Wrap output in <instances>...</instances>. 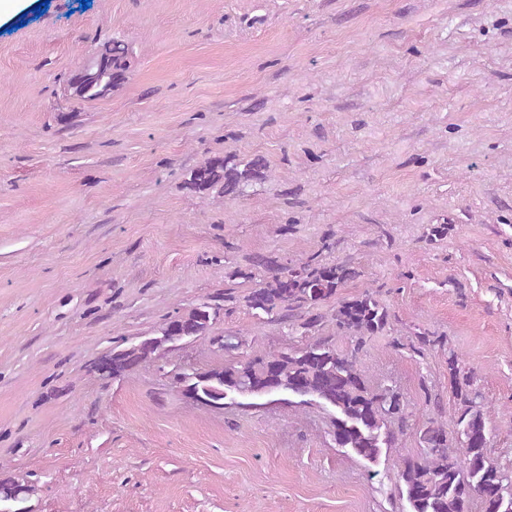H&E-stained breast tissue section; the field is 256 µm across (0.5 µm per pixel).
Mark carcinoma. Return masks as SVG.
Here are the masks:
<instances>
[{
  "instance_id": "cac0c4a2",
  "label": "carcinoma",
  "mask_w": 512,
  "mask_h": 512,
  "mask_svg": "<svg viewBox=\"0 0 512 512\" xmlns=\"http://www.w3.org/2000/svg\"><path fill=\"white\" fill-rule=\"evenodd\" d=\"M131 48L114 38L91 54L83 68L68 81L78 101L103 99L118 85L110 84V72L126 73ZM269 171L266 158L237 154L216 155L188 171L184 189L199 197L215 192L229 201L250 195ZM348 259L325 262L315 253L305 260L283 261L273 254H255L228 268L226 278L255 283L242 297L224 295L239 302L267 323L313 336L302 348H285L244 361L192 374L181 373L175 383L185 387L199 403L224 407L226 398L238 397L268 403L307 405L314 401L334 411L336 446L357 457L377 462L383 450L398 447L407 434L409 417L398 389L389 384H369L360 366L367 341L391 329L395 318L389 308L366 290L349 299L339 290L360 277ZM222 307L212 301L165 318L158 333L130 342L113 340L112 378L127 376L140 366L161 358V353L211 334ZM349 337L345 349L333 336ZM422 354L443 349L446 339L427 329L414 332ZM448 375L459 405L457 441L445 429L429 422L417 432L421 448L401 456L397 471L400 493L409 512H471L478 500L483 512H512V467L502 466L487 454L486 413L473 391L472 371L453 351H448ZM29 485L12 479L0 481V512H23Z\"/></svg>"
}]
</instances>
